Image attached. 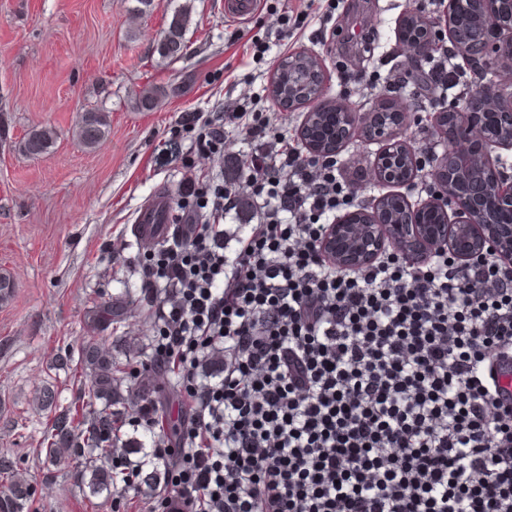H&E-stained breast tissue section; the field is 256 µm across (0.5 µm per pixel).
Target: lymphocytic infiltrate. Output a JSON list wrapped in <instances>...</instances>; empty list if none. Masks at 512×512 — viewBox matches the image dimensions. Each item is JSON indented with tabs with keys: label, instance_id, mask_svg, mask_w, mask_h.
Wrapping results in <instances>:
<instances>
[{
	"label": "lymphocytic infiltrate",
	"instance_id": "obj_1",
	"mask_svg": "<svg viewBox=\"0 0 512 512\" xmlns=\"http://www.w3.org/2000/svg\"><path fill=\"white\" fill-rule=\"evenodd\" d=\"M259 102L178 116L200 155L223 157L230 126L260 146L240 187H197L198 212L142 268L148 367L176 365L187 396L175 438L157 400L135 403L168 474L148 512H512V405L483 374L512 361V266L439 251L411 270L387 250L336 269L318 243L353 191ZM244 194L257 222L230 256L223 222ZM219 345L220 377L201 375Z\"/></svg>",
	"mask_w": 512,
	"mask_h": 512
}]
</instances>
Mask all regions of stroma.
<instances>
[{"instance_id":"obj_1","label":"stroma","mask_w":512,"mask_h":512,"mask_svg":"<svg viewBox=\"0 0 512 512\" xmlns=\"http://www.w3.org/2000/svg\"><path fill=\"white\" fill-rule=\"evenodd\" d=\"M191 2L185 57L169 62L156 43L171 16ZM260 0L246 20L225 17L224 0H153L138 14L137 0H0V273L14 288L0 301V462L21 473L35 494L25 512H147L134 492L112 500L91 496L79 460L48 463L42 445L56 410L89 402L81 347L106 342L124 360V340L150 343L153 321L137 314L105 330L89 331L96 304L122 291L139 296L145 254L130 225L146 197L169 193L174 216L194 206L190 184L230 183L246 149L230 136L224 156L196 155L189 139L175 140L179 113L214 112L234 102L237 81L248 80L280 130L298 135L301 111L280 109L269 92L278 52L251 56L252 39L274 41L281 24L303 25L289 53L318 55L329 74L327 94L369 111L387 89L407 101L416 120L405 137L444 150L421 118L464 95L434 98L406 86V45L398 37L414 10L435 18L430 0ZM371 94H364L368 80ZM170 87L151 109L135 96L147 85ZM109 113L111 133L96 148L73 134L81 112ZM57 134L50 151L26 156L19 148L34 129ZM378 144L351 140L338 156L341 178L358 200L379 196Z\"/></svg>"}]
</instances>
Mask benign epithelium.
I'll use <instances>...</instances> for the list:
<instances>
[{
	"label": "benign epithelium",
	"mask_w": 512,
	"mask_h": 512,
	"mask_svg": "<svg viewBox=\"0 0 512 512\" xmlns=\"http://www.w3.org/2000/svg\"><path fill=\"white\" fill-rule=\"evenodd\" d=\"M448 10L464 23L443 30L440 21L415 11L403 22L417 32L409 41L406 67L413 80L424 76V62L438 50L444 31L473 78L459 106L429 114L430 128L447 140L448 149L430 170L437 191L418 207L395 191L419 176L416 150L401 139L410 113L389 110L388 93L361 114L327 97L322 62L310 53L290 55L277 65L282 80L271 83V93L278 105L293 111L313 104L300 129L310 155L334 157L358 134L383 146L376 175L390 191L327 225L320 238V255L340 270H364L387 248L414 267L442 248L461 263L485 256L512 264V167L502 155L512 151V92L487 80L496 66L512 69V4L448 0Z\"/></svg>",
	"instance_id": "7a95c632"
}]
</instances>
